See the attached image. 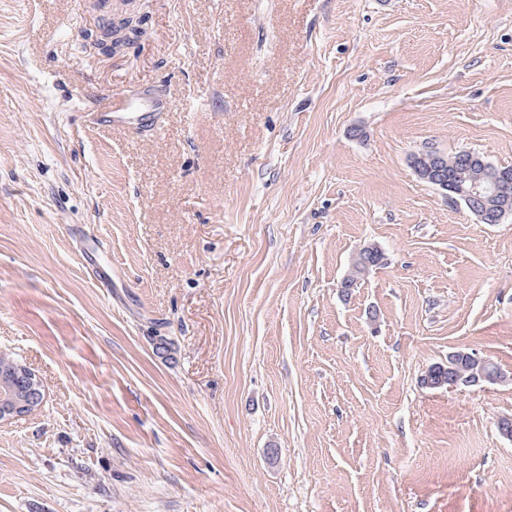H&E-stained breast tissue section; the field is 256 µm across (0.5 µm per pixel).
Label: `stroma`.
<instances>
[{"mask_svg": "<svg viewBox=\"0 0 512 512\" xmlns=\"http://www.w3.org/2000/svg\"><path fill=\"white\" fill-rule=\"evenodd\" d=\"M160 85L157 134L86 116ZM427 148L512 166V0H0V355L45 394L0 512H512V379L419 384L512 376V215ZM458 152V151H457ZM440 152L415 153L411 156V166L424 182L440 190L448 201L456 204L463 200L469 211L478 218L480 223L498 224L502 219L512 214V183L505 177L495 174L493 165L480 155L469 150L460 152L464 162V171L457 173L455 179L448 180V173L454 174V165L448 167V160ZM494 199L491 205L488 200ZM457 351H463L467 353L462 352H452L448 355V380L444 378L435 379L432 381L430 379L428 372L426 371L425 374L421 375L420 377V385L425 388H431V389H442L447 388L448 390H455V389H461L462 387H473V386H480L483 383L487 382H493L496 379H490L485 375H477V376H469V377H462L455 371V366H457L458 358L460 356H469L468 353H471L465 349H459ZM424 380V383H423Z\"/></svg>", "mask_w": 512, "mask_h": 512, "instance_id": "stroma-1", "label": "stroma"}]
</instances>
